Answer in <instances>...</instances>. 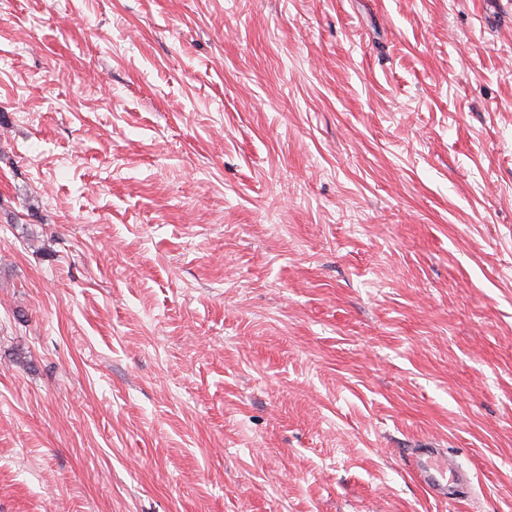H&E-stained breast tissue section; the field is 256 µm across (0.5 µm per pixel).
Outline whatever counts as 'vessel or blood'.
Returning <instances> with one entry per match:
<instances>
[{"label": "vessel or blood", "instance_id": "vessel-or-blood-1", "mask_svg": "<svg viewBox=\"0 0 512 512\" xmlns=\"http://www.w3.org/2000/svg\"><path fill=\"white\" fill-rule=\"evenodd\" d=\"M412 468L421 484L432 495L456 499L468 485L465 473L450 463L438 448H415L411 451Z\"/></svg>", "mask_w": 512, "mask_h": 512}]
</instances>
